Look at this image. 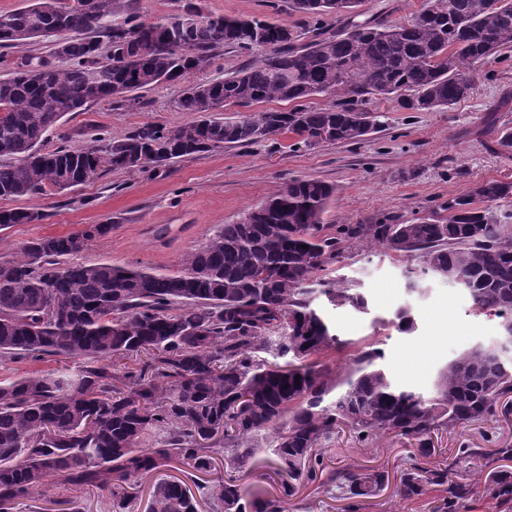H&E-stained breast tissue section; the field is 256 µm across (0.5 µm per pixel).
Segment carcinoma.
<instances>
[{
	"label": "carcinoma",
	"instance_id": "1",
	"mask_svg": "<svg viewBox=\"0 0 512 512\" xmlns=\"http://www.w3.org/2000/svg\"><path fill=\"white\" fill-rule=\"evenodd\" d=\"M360 0H289V9L321 25L327 15H356ZM290 35L282 37V30ZM58 36L62 65L25 56L0 79V198L63 191L107 170L166 174L202 153L266 137L296 136L293 147L350 143L376 131L370 98L395 96L415 112L448 109L469 96L460 70L512 45V0H425L407 23L348 21L298 43V26L251 17L202 15L180 34L170 19L147 22L121 0H28L0 14V46ZM112 46L101 60L102 43ZM272 47L264 48L262 44ZM225 46L253 61L224 78L189 84L178 100L196 119L180 126L145 123L101 149L45 147L63 118L106 102L139 104V92L180 81ZM333 94L323 108L304 101ZM288 110L237 112L265 101ZM328 137H323V134ZM496 151L512 153V128L497 131ZM335 188L294 178L224 224L171 273L107 263L61 264L110 232V224L36 238L0 260V358L65 355L73 369L0 382V512L52 482L94 486L109 512H129L133 481L176 463L183 477L154 483L147 512H199L188 488L224 456L227 474L207 486L212 512H288L298 488L323 477L345 490L348 512L378 495L388 475L323 467V445L346 428L364 447L393 435L435 451L433 434L485 421L512 405V360L471 348L439 373L422 394L395 387L375 343L361 346L343 370L305 359L348 343L332 333L313 305L363 309L366 299L328 277L336 258L363 242L465 288L479 314L512 319V224L494 205L512 199L511 180H488L448 202V220L411 224H345L324 233ZM482 205L477 206L475 202ZM39 211L1 209L0 229L35 224ZM148 359L122 373L114 357ZM290 356L300 365H269L260 354ZM270 451L282 476L279 493L251 499L239 467ZM428 485L446 488L445 512L469 508L476 488L512 505V471L495 468L484 481L448 480V470H406L396 493L405 499Z\"/></svg>",
	"mask_w": 512,
	"mask_h": 512
}]
</instances>
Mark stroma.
<instances>
[{"mask_svg": "<svg viewBox=\"0 0 512 512\" xmlns=\"http://www.w3.org/2000/svg\"><path fill=\"white\" fill-rule=\"evenodd\" d=\"M204 13L216 16H256L272 22H297L288 0H195ZM250 61L248 53L221 48L212 63L187 81L162 83L143 91L141 106L112 110L105 103L63 119L67 143L83 148L91 126L116 137L146 123L177 126L194 120L177 101L189 82L223 78L225 72ZM473 92L452 108L414 112L397 103L375 99L384 115L381 131L354 143H322L293 149L292 135L276 134L255 145H233L176 162L168 175H130L108 171L93 182L63 192L0 201V208L43 212L36 224L0 229V257L32 239L81 231L88 224L111 225V232L74 255L77 263H112L161 272L179 270L183 256L204 246L218 225L239 222L251 208L293 178L317 179L335 188L324 215L331 226L341 224H399L443 220L449 201L469 194L479 182L512 180V159L490 151L483 130L487 124L512 128V47L476 64L470 73ZM408 264L375 246L360 244L337 258L332 275L367 300L366 311L335 307L326 298L318 304L343 340L375 342L382 349L391 381L422 393L432 392L440 370L463 351L489 344L499 336V321L475 314L468 292L458 284L425 277L410 287ZM410 309L412 331H400L398 310ZM63 355L44 358H0V380L73 367ZM435 452L424 459L430 469H447L449 476L473 477L486 470V453L512 447V416L468 423L433 439ZM479 448L483 454L461 458L460 449ZM416 450L394 436L365 448L349 431L325 444L324 463L354 471L373 467L392 481L379 495L366 499L363 512H437L446 493L437 486L405 500L393 484L418 462ZM342 490L312 483L301 488L294 512H342ZM105 512L102 495L92 487L56 483L48 493H33L19 512Z\"/></svg>", "mask_w": 512, "mask_h": 512, "instance_id": "obj_1", "label": "stroma"}]
</instances>
